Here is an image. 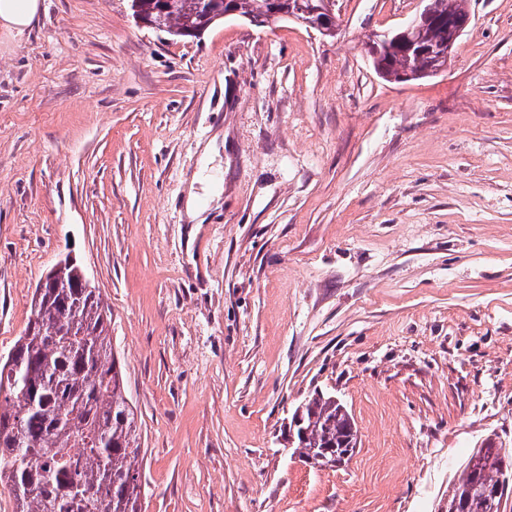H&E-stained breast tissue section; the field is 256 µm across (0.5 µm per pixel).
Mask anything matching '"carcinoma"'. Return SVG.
Instances as JSON below:
<instances>
[{
  "mask_svg": "<svg viewBox=\"0 0 512 512\" xmlns=\"http://www.w3.org/2000/svg\"><path fill=\"white\" fill-rule=\"evenodd\" d=\"M335 0H131L133 15L172 38H196L233 9L247 19L281 16L336 26ZM432 18L408 52L404 29L369 40L373 67L387 81L432 77L448 64V15L469 13L466 0H429ZM81 268L65 269L32 307L24 336L0 360V482L16 512H140L143 459L137 415L126 398L122 366L108 334L110 311L101 294L83 287ZM308 439L302 458L347 452L348 411L315 393L303 411ZM512 497V445L495 434L475 446L448 494V512H504Z\"/></svg>",
  "mask_w": 512,
  "mask_h": 512,
  "instance_id": "1",
  "label": "carcinoma"
}]
</instances>
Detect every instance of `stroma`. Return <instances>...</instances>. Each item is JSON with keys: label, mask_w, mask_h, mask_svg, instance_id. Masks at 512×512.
Masks as SVG:
<instances>
[{"label": "stroma", "mask_w": 512, "mask_h": 512, "mask_svg": "<svg viewBox=\"0 0 512 512\" xmlns=\"http://www.w3.org/2000/svg\"><path fill=\"white\" fill-rule=\"evenodd\" d=\"M420 8L173 41L129 0H43L0 37V359L75 258L142 512H444L475 443L512 440V0H469L436 76L382 80L367 35ZM317 391L354 418L346 466L283 450Z\"/></svg>", "instance_id": "35a3bbf8"}]
</instances>
